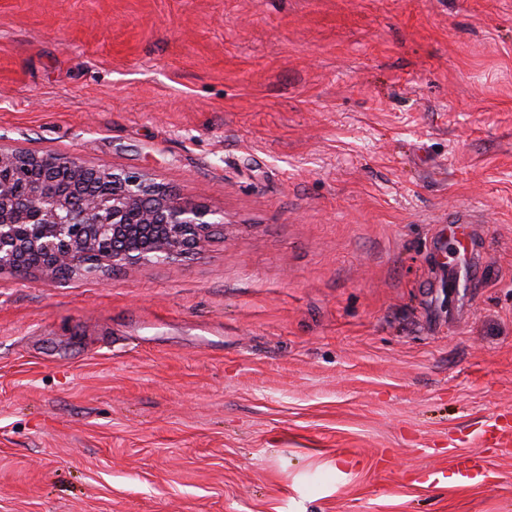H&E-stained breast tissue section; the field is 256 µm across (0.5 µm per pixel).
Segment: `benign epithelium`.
<instances>
[{
  "mask_svg": "<svg viewBox=\"0 0 512 512\" xmlns=\"http://www.w3.org/2000/svg\"><path fill=\"white\" fill-rule=\"evenodd\" d=\"M0 274L56 282L199 254L226 218L151 175L51 151L0 148Z\"/></svg>",
  "mask_w": 512,
  "mask_h": 512,
  "instance_id": "1",
  "label": "benign epithelium"
}]
</instances>
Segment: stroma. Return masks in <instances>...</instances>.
<instances>
[{"mask_svg": "<svg viewBox=\"0 0 512 512\" xmlns=\"http://www.w3.org/2000/svg\"><path fill=\"white\" fill-rule=\"evenodd\" d=\"M0 146L229 220L0 276V512H512V0H0ZM481 462L479 458L471 456L467 452L458 453L449 464V477L458 484H471L482 475V470L487 471L488 469Z\"/></svg>", "mask_w": 512, "mask_h": 512, "instance_id": "35a3bbf8", "label": "stroma"}]
</instances>
